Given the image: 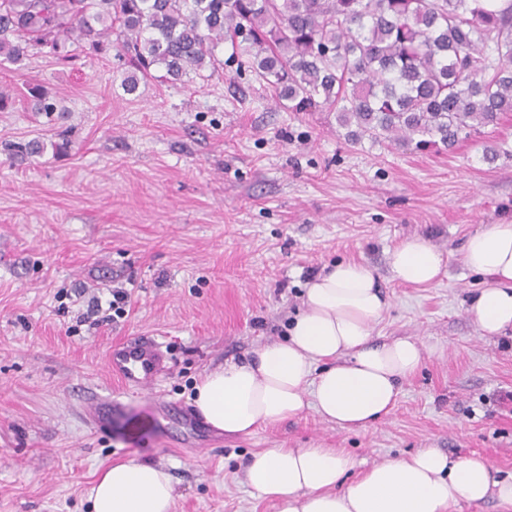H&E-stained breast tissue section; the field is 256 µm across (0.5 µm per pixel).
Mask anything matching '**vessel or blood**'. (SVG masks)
<instances>
[{"label":"vessel or blood","instance_id":"b4317fda","mask_svg":"<svg viewBox=\"0 0 512 512\" xmlns=\"http://www.w3.org/2000/svg\"><path fill=\"white\" fill-rule=\"evenodd\" d=\"M106 367L126 388L138 391L158 385L167 371V357L155 338L136 336L112 346Z\"/></svg>","mask_w":512,"mask_h":512}]
</instances>
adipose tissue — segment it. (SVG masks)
Masks as SVG:
<instances>
[{
  "mask_svg": "<svg viewBox=\"0 0 512 512\" xmlns=\"http://www.w3.org/2000/svg\"><path fill=\"white\" fill-rule=\"evenodd\" d=\"M463 256L470 271L489 279L470 309L480 335H506L512 330V223L470 234ZM391 268L401 282L428 285L439 278L443 257L427 239L414 237L392 252ZM387 305L371 267L333 264L309 283L284 340L261 347L251 361L205 374L193 400L198 414L235 435L309 409L345 431L381 421L423 360L415 341H374ZM354 467L341 448H268L249 458L245 479L258 495L275 499L278 512H452L459 503L489 497L512 507V480L496 478L477 456L426 448L346 480ZM174 498L164 470L133 459L106 468L89 491L92 512H170Z\"/></svg>",
  "mask_w": 512,
  "mask_h": 512,
  "instance_id": "adipose-tissue-1",
  "label": "adipose tissue"
}]
</instances>
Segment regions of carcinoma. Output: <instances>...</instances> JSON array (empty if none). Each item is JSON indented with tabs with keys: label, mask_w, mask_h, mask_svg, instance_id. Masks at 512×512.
I'll return each mask as SVG.
<instances>
[{
	"label": "carcinoma",
	"mask_w": 512,
	"mask_h": 512,
	"mask_svg": "<svg viewBox=\"0 0 512 512\" xmlns=\"http://www.w3.org/2000/svg\"><path fill=\"white\" fill-rule=\"evenodd\" d=\"M226 39L285 108L335 111L353 143L450 151L512 112V0H0V68L48 45L63 62L114 51L127 95L221 67ZM25 102L61 111L40 85Z\"/></svg>",
	"instance_id": "obj_1"
}]
</instances>
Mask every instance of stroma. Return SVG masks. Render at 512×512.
Listing matches in <instances>:
<instances>
[{
	"label": "stroma",
	"mask_w": 512,
	"mask_h": 512,
	"mask_svg": "<svg viewBox=\"0 0 512 512\" xmlns=\"http://www.w3.org/2000/svg\"><path fill=\"white\" fill-rule=\"evenodd\" d=\"M231 54L219 48L207 79L133 95L114 57L38 53L0 73L17 98L0 112V512H90L98 475L130 457L170 475L172 512H276L244 480L265 448H341L363 470L435 448L512 477V338L480 336L469 303L484 279L463 262L471 233L512 222V112L449 154L353 144L335 112L288 111ZM33 84L59 112L27 109ZM32 138L42 154L8 158L4 144ZM488 145L503 152L492 164ZM414 236L445 260L424 288L390 267ZM340 260L374 269L389 300L374 336L424 350L393 411L354 432L311 410L250 436L183 428L173 410L193 409L204 374L282 340L307 284ZM116 289L122 316L80 322ZM132 336L162 342L169 366L134 394L105 369ZM105 398L120 408L91 429L86 404Z\"/></svg>",
	"instance_id": "35a3bbf8"
}]
</instances>
